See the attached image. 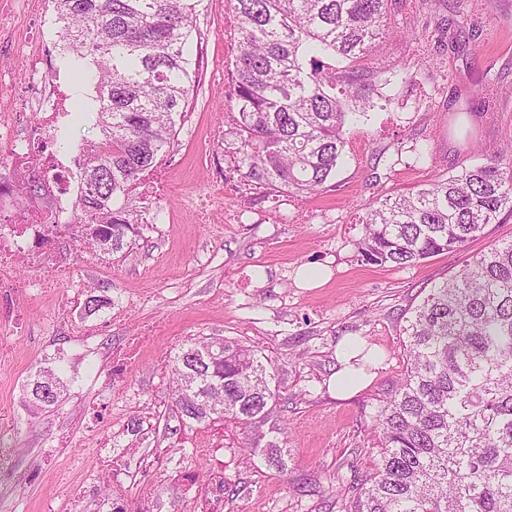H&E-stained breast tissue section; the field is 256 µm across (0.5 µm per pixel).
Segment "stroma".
<instances>
[{"label": "stroma", "instance_id": "obj_1", "mask_svg": "<svg viewBox=\"0 0 512 512\" xmlns=\"http://www.w3.org/2000/svg\"><path fill=\"white\" fill-rule=\"evenodd\" d=\"M226 0H201L191 50L224 62ZM458 29L456 44L436 36L438 20ZM391 26L429 31L422 43L395 39L380 44L363 68L378 62L404 74L391 87L393 103L370 112L351 131L331 190L294 196L248 181L236 170L239 142L233 135L231 95L218 84L200 85L172 150L182 160L172 170L173 191L133 196L130 207L149 219L129 247L114 254L79 250L75 281L103 297L98 310L73 312L68 288L32 304L30 330L0 338L9 346L0 359V404L17 397L36 369H64L72 384L58 407L33 412L22 407L15 420L14 480L0 486V512H41L45 498L65 499L69 486L89 470L101 471L99 497L127 512H341L321 486L345 488L371 471L377 456L369 426L376 399L403 374L401 329L411 309L434 282L448 278L461 256L439 255L414 267L362 261L358 242L374 197L393 195L461 167L512 143V0H398ZM487 95L471 99L478 86ZM226 133L215 154L234 166L224 182L241 191L260 224H198L183 209L179 188H208L210 174L195 164V150L211 125ZM427 162H416L417 148ZM153 301L142 304L143 292ZM157 327L143 340L135 363L112 379L110 356L144 324ZM100 327L92 342L78 339L83 325ZM361 340L379 361L368 384L337 397L331 383L343 338ZM232 338L257 350L275 367L279 403L274 415L287 427L284 472L268 468L247 446L242 431L216 423L186 424L169 409L170 353L195 341ZM112 395L113 410L129 396L155 412L147 431L127 434L120 445L131 459L164 452L171 482L147 471L116 482L96 447L105 417L91 419V398ZM69 433L73 455L56 449ZM39 467L42 477L24 483ZM223 476L224 495L211 482Z\"/></svg>", "mask_w": 512, "mask_h": 512}]
</instances>
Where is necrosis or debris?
<instances>
[{"label":"necrosis or debris","instance_id":"1","mask_svg":"<svg viewBox=\"0 0 512 512\" xmlns=\"http://www.w3.org/2000/svg\"><path fill=\"white\" fill-rule=\"evenodd\" d=\"M43 0H0V321L22 334L27 308L44 289L70 284L69 303L83 290L72 281L70 253L82 238L75 220L73 181L80 157L67 155L58 133L70 120L71 94L66 81L49 63L52 31L22 30L25 19L40 17ZM38 185L28 196L27 185ZM197 222L221 219L242 223L245 202L226 204L221 194L200 199L185 196ZM29 274H15L19 266Z\"/></svg>","mask_w":512,"mask_h":512}]
</instances>
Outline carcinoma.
Returning <instances> with one entry per match:
<instances>
[{"label":"carcinoma","instance_id":"1","mask_svg":"<svg viewBox=\"0 0 512 512\" xmlns=\"http://www.w3.org/2000/svg\"><path fill=\"white\" fill-rule=\"evenodd\" d=\"M66 63L96 89L100 137L85 143L79 212L93 213L83 243L117 252L133 231L127 202L172 150L197 83L194 0H52ZM389 0H227L239 29L236 134L244 177L290 194L321 192L336 177L346 131L392 98L374 95L401 70L356 63L398 32ZM351 69L336 76L332 61ZM341 86H336V82ZM512 213V146L455 175L368 206L362 260L415 266L468 245ZM406 366L378 398L371 429L379 457L353 482L343 512H512V240L467 257L434 284L402 328ZM169 360L173 407L183 421H221L253 435L267 466L285 469L277 439L264 440L277 394L275 368L237 341L196 364ZM32 410L60 399V377L36 372Z\"/></svg>","mask_w":512,"mask_h":512}]
</instances>
